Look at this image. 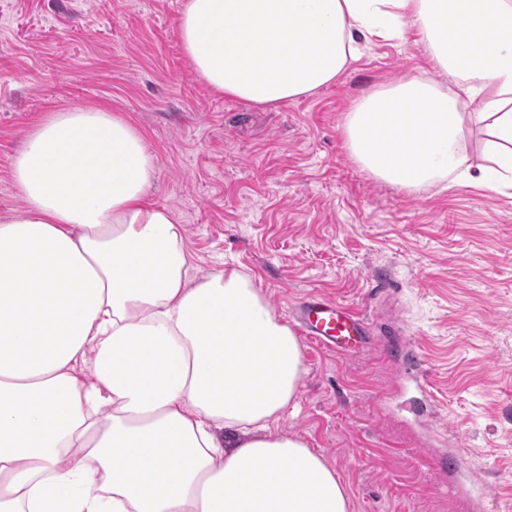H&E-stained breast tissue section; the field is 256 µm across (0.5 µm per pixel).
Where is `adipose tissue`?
<instances>
[{"label":"adipose tissue","mask_w":512,"mask_h":512,"mask_svg":"<svg viewBox=\"0 0 512 512\" xmlns=\"http://www.w3.org/2000/svg\"><path fill=\"white\" fill-rule=\"evenodd\" d=\"M415 29L445 85L361 96L360 167L414 192L512 186V0H186L179 36L212 91L278 106L327 87L360 39ZM476 111H468L469 101ZM153 155L104 108L51 113L13 163L0 219V512H351L336 470L277 432L303 350L252 278L195 279L183 227L149 202Z\"/></svg>","instance_id":"ef3b65f1"}]
</instances>
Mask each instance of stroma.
<instances>
[{"instance_id": "1", "label": "stroma", "mask_w": 512, "mask_h": 512, "mask_svg": "<svg viewBox=\"0 0 512 512\" xmlns=\"http://www.w3.org/2000/svg\"><path fill=\"white\" fill-rule=\"evenodd\" d=\"M186 0H0V216L13 161L61 109L106 107L155 157L150 200L184 228L195 277L237 269L273 312L319 293L363 312L373 341H303L276 428L319 451L351 512H512V189L406 192L351 157L345 112L405 75L439 81L415 30L372 40L332 85L261 108L214 93L179 39ZM418 352L431 399L407 374ZM473 480L448 474L449 455Z\"/></svg>"}]
</instances>
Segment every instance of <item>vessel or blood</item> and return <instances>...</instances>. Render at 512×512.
Masks as SVG:
<instances>
[{"label":"vessel or blood","mask_w":512,"mask_h":512,"mask_svg":"<svg viewBox=\"0 0 512 512\" xmlns=\"http://www.w3.org/2000/svg\"><path fill=\"white\" fill-rule=\"evenodd\" d=\"M290 318L308 340L339 354L358 350L371 335L370 324L360 312L317 294L293 305Z\"/></svg>","instance_id":"obj_1"}]
</instances>
